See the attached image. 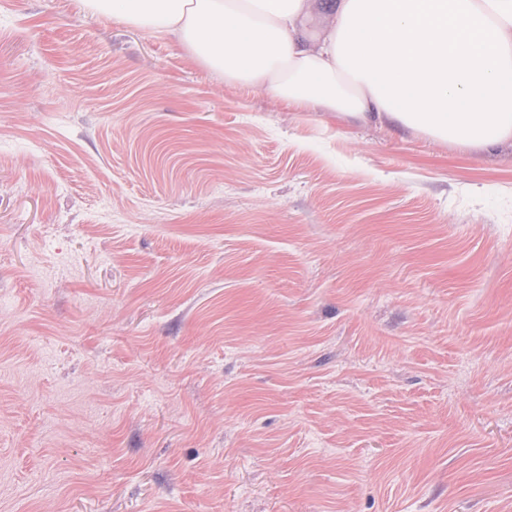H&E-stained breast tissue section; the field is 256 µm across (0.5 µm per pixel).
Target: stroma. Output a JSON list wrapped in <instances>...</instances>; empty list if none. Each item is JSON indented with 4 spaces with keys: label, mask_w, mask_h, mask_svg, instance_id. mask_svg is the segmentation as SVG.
I'll list each match as a JSON object with an SVG mask.
<instances>
[{
    "label": "stroma",
    "mask_w": 512,
    "mask_h": 512,
    "mask_svg": "<svg viewBox=\"0 0 512 512\" xmlns=\"http://www.w3.org/2000/svg\"><path fill=\"white\" fill-rule=\"evenodd\" d=\"M0 512H512V146L0 0Z\"/></svg>",
    "instance_id": "35a3bbf8"
}]
</instances>
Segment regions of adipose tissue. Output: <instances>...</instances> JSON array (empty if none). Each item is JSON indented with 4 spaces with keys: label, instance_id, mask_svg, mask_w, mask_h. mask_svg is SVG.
<instances>
[{
    "label": "adipose tissue",
    "instance_id": "obj_1",
    "mask_svg": "<svg viewBox=\"0 0 512 512\" xmlns=\"http://www.w3.org/2000/svg\"><path fill=\"white\" fill-rule=\"evenodd\" d=\"M226 82L470 149L512 142V0H84Z\"/></svg>",
    "mask_w": 512,
    "mask_h": 512
}]
</instances>
